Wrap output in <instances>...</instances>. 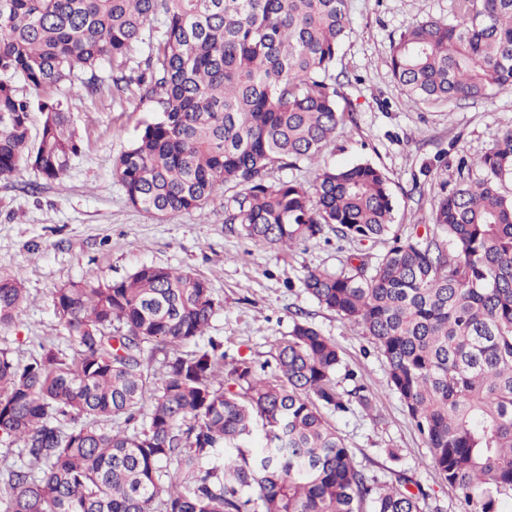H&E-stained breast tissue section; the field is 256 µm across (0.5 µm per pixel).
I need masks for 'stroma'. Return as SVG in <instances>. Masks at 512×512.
Returning <instances> with one entry per match:
<instances>
[{
    "instance_id": "35a3bbf8",
    "label": "stroma",
    "mask_w": 512,
    "mask_h": 512,
    "mask_svg": "<svg viewBox=\"0 0 512 512\" xmlns=\"http://www.w3.org/2000/svg\"><path fill=\"white\" fill-rule=\"evenodd\" d=\"M454 5L348 0L355 31L338 68L347 76L343 91L357 122L339 131L322 161L380 167L391 181L394 229L402 235L426 223L433 205L455 186L460 158H479L498 131L512 128V90L486 102L429 107L410 102L392 76L393 41L419 21L451 16ZM70 110L82 151L63 185L47 183L26 166L0 178V275H20L29 295L18 319L0 327V350L21 363L44 347L68 350L53 296L70 282L119 281L151 263L193 272L209 280L220 303L208 333L223 340L226 358L269 359L295 311H304L357 374L341 387L359 382L373 395L372 410L358 407L333 419L357 467L387 484L407 471L427 495L424 512H462L398 395L387 389L385 360L375 345L302 286L308 271L341 269L350 244L333 239L280 250L230 231L224 207L241 191L233 183L200 208L164 220L136 210L113 166L152 119L149 104L105 88L74 98ZM390 448L399 449L400 461L387 457Z\"/></svg>"
}]
</instances>
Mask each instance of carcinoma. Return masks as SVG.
Segmentation results:
<instances>
[{
	"mask_svg": "<svg viewBox=\"0 0 512 512\" xmlns=\"http://www.w3.org/2000/svg\"><path fill=\"white\" fill-rule=\"evenodd\" d=\"M350 33L347 0H0V177L23 164L62 183L81 152L69 99L136 87L156 116L115 162L128 203L163 220L233 182L243 192L224 223L245 237L291 248L331 231L355 244L341 271L308 272L306 292L373 341L464 512H505L512 128L479 160L460 158V183L424 233H392L380 168L319 164L355 123L336 75ZM138 43L148 52L128 76ZM390 67L417 103L511 90L512 0H456L451 20L399 35ZM305 162L318 164L311 183L270 181ZM387 236L385 253L364 249ZM24 301L20 277L0 276V326ZM53 302L73 354L44 348L20 364L0 351V437L22 443L19 462L3 460V512H423L426 494L408 490L407 473L381 485L356 467L329 417L372 408L370 392L352 371L353 388H340V351L308 321H294L264 363H226L222 342L198 345L219 303L192 273L142 265L120 281H73ZM148 344L172 346L160 372L146 364ZM114 419L123 426L107 429Z\"/></svg>",
	"mask_w": 512,
	"mask_h": 512,
	"instance_id": "cac0c4a2",
	"label": "carcinoma"
}]
</instances>
